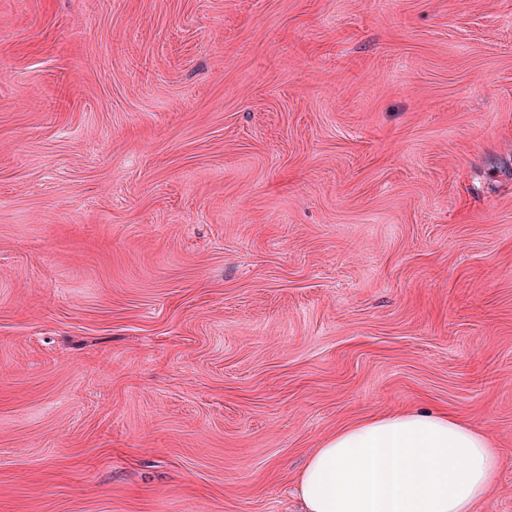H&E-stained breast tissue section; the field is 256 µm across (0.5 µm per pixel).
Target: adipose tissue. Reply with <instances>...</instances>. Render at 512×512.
Masks as SVG:
<instances>
[{
	"label": "adipose tissue",
	"instance_id": "obj_1",
	"mask_svg": "<svg viewBox=\"0 0 512 512\" xmlns=\"http://www.w3.org/2000/svg\"><path fill=\"white\" fill-rule=\"evenodd\" d=\"M497 470L483 433L445 412L409 410L338 429L296 485L302 512H476Z\"/></svg>",
	"mask_w": 512,
	"mask_h": 512
}]
</instances>
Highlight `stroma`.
<instances>
[{"mask_svg": "<svg viewBox=\"0 0 512 512\" xmlns=\"http://www.w3.org/2000/svg\"><path fill=\"white\" fill-rule=\"evenodd\" d=\"M398 409L512 512V0H0V512H296Z\"/></svg>", "mask_w": 512, "mask_h": 512, "instance_id": "obj_1", "label": "stroma"}]
</instances>
